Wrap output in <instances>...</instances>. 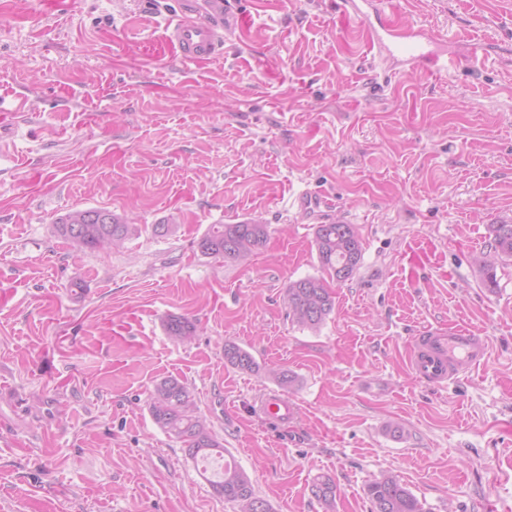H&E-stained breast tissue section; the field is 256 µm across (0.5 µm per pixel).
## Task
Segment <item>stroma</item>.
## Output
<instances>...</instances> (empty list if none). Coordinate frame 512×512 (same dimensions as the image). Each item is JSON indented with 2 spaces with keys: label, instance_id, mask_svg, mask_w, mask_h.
Returning a JSON list of instances; mask_svg holds the SVG:
<instances>
[{
  "label": "stroma",
  "instance_id": "obj_1",
  "mask_svg": "<svg viewBox=\"0 0 512 512\" xmlns=\"http://www.w3.org/2000/svg\"><path fill=\"white\" fill-rule=\"evenodd\" d=\"M177 2L0 0V97L28 99L0 137V512H236L154 423L167 377L273 512H369L387 474L427 512H512V259L494 289L475 263L512 219L507 0H390L446 49L492 44L430 77L392 74L331 0H232L246 36L188 64L164 40ZM304 192L324 206L301 211ZM86 208L140 233L74 255L53 224ZM338 212L362 257L302 328L286 288L321 275L315 230ZM238 214L267 241L245 261L203 255L208 226ZM170 315L196 321L190 343L169 339ZM435 323L488 343L438 389L407 363ZM228 343L257 369L228 364ZM276 388L298 409L280 426L253 410ZM324 474L330 506L311 493Z\"/></svg>",
  "mask_w": 512,
  "mask_h": 512
}]
</instances>
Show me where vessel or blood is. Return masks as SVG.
I'll return each instance as SVG.
<instances>
[{"mask_svg": "<svg viewBox=\"0 0 512 512\" xmlns=\"http://www.w3.org/2000/svg\"><path fill=\"white\" fill-rule=\"evenodd\" d=\"M335 5L348 33L363 41L368 51L388 54L402 72L438 74L474 62L485 51L479 41L470 42L460 54L432 50L433 38L426 29L398 22L381 7L380 0H335ZM240 28L229 0H180L178 14L166 24L165 40L178 49L184 61L197 63L222 55L225 33ZM486 354L484 337L430 325L413 336L408 367L416 380L440 388L460 371L480 365ZM257 410L275 424L295 416L293 405L276 393L262 398Z\"/></svg>", "mask_w": 512, "mask_h": 512, "instance_id": "b4317fda", "label": "vessel or blood"}]
</instances>
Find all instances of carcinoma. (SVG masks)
<instances>
[{
	"label": "carcinoma",
	"instance_id": "carcinoma-1",
	"mask_svg": "<svg viewBox=\"0 0 512 512\" xmlns=\"http://www.w3.org/2000/svg\"><path fill=\"white\" fill-rule=\"evenodd\" d=\"M99 208L73 210L58 219L54 232L64 239L75 253L121 247L138 234L135 224L110 214L111 223H98ZM493 253L476 259L484 275L485 285L497 287L495 259L512 258V222L501 220L490 225ZM268 236L265 224H212L199 241L201 253L224 260H240L262 245ZM315 244L321 268L338 282L349 279L361 260L362 244L351 224H320ZM287 299L292 320L301 327L315 329L334 308L332 293L322 277H305L288 283ZM167 336L174 342L188 343L196 333V324L182 315H170L164 322ZM224 358L239 370L257 367L254 356L237 345L224 347ZM149 412L155 424L185 446L191 458H220L224 446L212 434L207 419L198 413L194 395L186 383L164 378L154 386ZM212 487L224 499L237 504L239 512H271L267 501L255 495L246 472L239 466L224 463L219 480ZM312 495L325 505L336 497V484L328 475H319L311 485ZM366 495L371 512H427L405 484L393 475L369 483Z\"/></svg>",
	"mask_w": 512,
	"mask_h": 512
}]
</instances>
